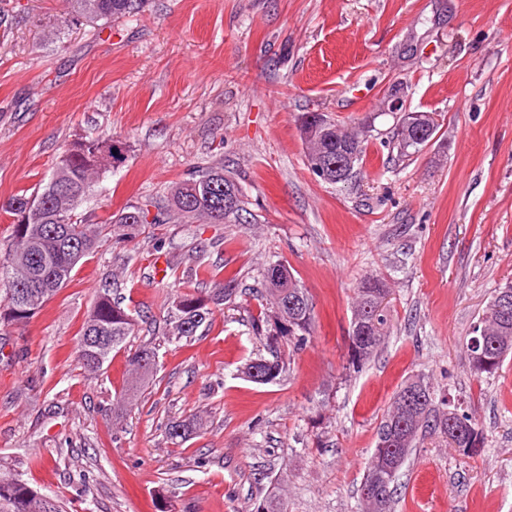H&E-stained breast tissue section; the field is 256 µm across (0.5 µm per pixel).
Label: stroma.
<instances>
[{"label":"stroma","instance_id":"obj_1","mask_svg":"<svg viewBox=\"0 0 512 512\" xmlns=\"http://www.w3.org/2000/svg\"><path fill=\"white\" fill-rule=\"evenodd\" d=\"M0 23V203L32 191L63 148L111 136L121 158L78 209L105 225L125 206L223 164L240 222L105 230L96 251L28 322L0 327V474L56 495L65 512H255L285 480L287 512H359L365 467L400 385L425 376L479 423L463 455L425 436L401 469L393 512H512V355L476 374L464 344L512 280V0H147L109 24L68 0H8ZM438 116L435 139L399 159V115ZM320 112L370 129L345 184L309 168L297 128ZM167 265L156 278L154 261ZM306 288L315 333L280 340L289 368L256 384L253 329L267 262ZM236 274L239 293L195 336L169 335L177 293ZM389 288L388 336L349 362L355 290ZM138 314L124 349L84 373L77 343L98 289ZM158 349L135 404L118 409L128 355ZM201 419L183 442L166 425Z\"/></svg>","mask_w":512,"mask_h":512}]
</instances>
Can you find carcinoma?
<instances>
[{
  "instance_id": "cac0c4a2",
  "label": "carcinoma",
  "mask_w": 512,
  "mask_h": 512,
  "mask_svg": "<svg viewBox=\"0 0 512 512\" xmlns=\"http://www.w3.org/2000/svg\"><path fill=\"white\" fill-rule=\"evenodd\" d=\"M76 17L95 24L137 16L145 0H70ZM301 139L308 165L315 161L334 163L345 152L356 155L351 173H356L365 156L367 134L363 129H349L328 119L324 114L306 112L299 118ZM435 133L417 137L412 131L395 126L390 144L400 158L421 150ZM104 138L81 137L74 140L55 162L42 188L26 194L17 193L0 205L13 217L10 224L9 248L0 252V325L21 324L71 281L78 263L98 248L102 227L79 220L77 209L89 196L108 165L98 160L97 152ZM242 194L239 183L224 174V167L205 170L172 183L167 192V207L148 219L149 210L130 205L110 216L113 233L122 239H133L148 222L158 224L160 215L171 211L187 222L203 220L209 224L237 222L245 211V201L225 206L224 199ZM264 294L271 305L255 322L256 334L266 341L271 357H260L246 364L245 375L257 368L264 375L263 384L273 383L286 373L288 364L279 351L282 336L299 347L314 332V309L306 289L288 266L280 262L263 269ZM237 293V278L231 276L209 294L186 291L172 301L169 321L172 335L190 338L209 322L212 306L232 301ZM388 294L378 278L363 280L356 289L352 320L348 332L352 366L370 359L383 342L388 330L385 311H377L375 302ZM491 300L475 331L487 337L485 356L488 365L472 363L478 374L493 375L512 353V315L502 319ZM137 321L133 313L112 300L108 288L99 289L83 326L77 346V361L89 374L99 372L112 352L122 347L133 335ZM157 349L144 346L128 359L129 376L124 395L131 399L141 385L156 372ZM416 390L424 402L404 409L392 401L377 432V441L365 470L360 489L363 512H392L395 482L402 466L412 454L417 439L424 433L443 437L448 434V413L472 429L474 438L482 437L478 423L458 410L448 400L436 401L431 385L420 376L407 379L400 391ZM200 429L193 418L172 420L166 430L172 440L184 441ZM0 512H63L52 495L28 485L18 477L0 476ZM256 512H284L279 487L274 486L259 504Z\"/></svg>"
}]
</instances>
